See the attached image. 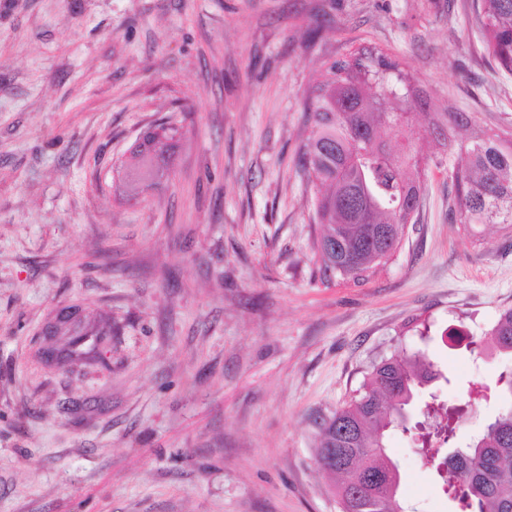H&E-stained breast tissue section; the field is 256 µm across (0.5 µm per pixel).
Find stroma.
I'll list each match as a JSON object with an SVG mask.
<instances>
[{
	"label": "stroma",
	"instance_id": "1",
	"mask_svg": "<svg viewBox=\"0 0 512 512\" xmlns=\"http://www.w3.org/2000/svg\"><path fill=\"white\" fill-rule=\"evenodd\" d=\"M472 4L0 0V512H341L318 422L375 364L427 351L451 402L512 369L470 348L512 308V230L448 215L459 143L512 130ZM365 46L412 79L423 199L354 283L319 270L299 159L309 86ZM448 110L470 125L427 128ZM161 123L172 172L126 201ZM68 306L111 325L101 360L45 363ZM386 447L405 512H455L411 434Z\"/></svg>",
	"mask_w": 512,
	"mask_h": 512
}]
</instances>
